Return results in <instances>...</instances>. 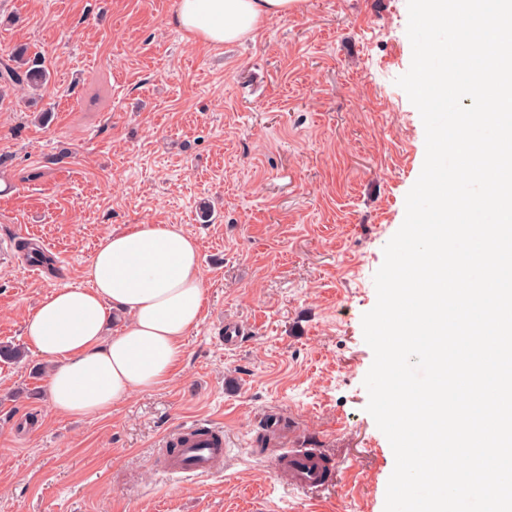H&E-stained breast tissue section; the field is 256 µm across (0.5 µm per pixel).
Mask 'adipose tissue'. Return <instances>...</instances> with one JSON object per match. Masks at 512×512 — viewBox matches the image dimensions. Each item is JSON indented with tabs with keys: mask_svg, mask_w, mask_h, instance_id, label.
<instances>
[{
	"mask_svg": "<svg viewBox=\"0 0 512 512\" xmlns=\"http://www.w3.org/2000/svg\"><path fill=\"white\" fill-rule=\"evenodd\" d=\"M300 0H176L170 22L218 47L297 12ZM84 285L52 290L27 316L28 349L51 365L48 398L63 417L111 412L170 379L205 305L196 239L174 224L105 236Z\"/></svg>",
	"mask_w": 512,
	"mask_h": 512,
	"instance_id": "obj_1",
	"label": "adipose tissue"
}]
</instances>
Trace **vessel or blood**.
<instances>
[{"label": "vessel or blood", "mask_w": 512, "mask_h": 512, "mask_svg": "<svg viewBox=\"0 0 512 512\" xmlns=\"http://www.w3.org/2000/svg\"><path fill=\"white\" fill-rule=\"evenodd\" d=\"M162 450V469L167 474L209 475L222 471L227 460L224 426L180 424L164 437ZM273 470L288 474L297 489L309 491L326 484L331 464L320 449L299 448L290 440L275 454Z\"/></svg>", "instance_id": "obj_1"}]
</instances>
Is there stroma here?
Returning <instances> with one entry per match:
<instances>
[{
	"mask_svg": "<svg viewBox=\"0 0 512 512\" xmlns=\"http://www.w3.org/2000/svg\"><path fill=\"white\" fill-rule=\"evenodd\" d=\"M175 2L0 0V61L23 47L51 73L0 102V343L112 231L181 226L206 291L174 377L111 414L58 416L48 364L0 360V512H384L362 316L425 158L396 84L407 0H302L221 47L171 25ZM228 321L248 331L231 349ZM269 412L334 460L323 487L273 474ZM195 419L223 422L228 466L160 474L162 437Z\"/></svg>",
	"mask_w": 512,
	"mask_h": 512,
	"instance_id": "1",
	"label": "stroma"
}]
</instances>
